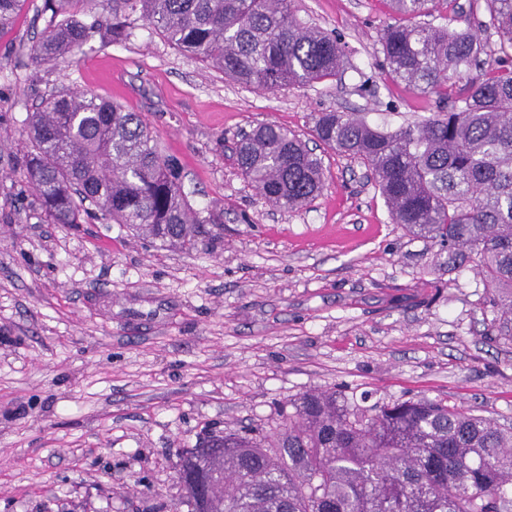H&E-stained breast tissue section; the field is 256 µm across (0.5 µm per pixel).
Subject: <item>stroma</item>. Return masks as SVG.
I'll return each instance as SVG.
<instances>
[{"instance_id": "stroma-1", "label": "stroma", "mask_w": 512, "mask_h": 512, "mask_svg": "<svg viewBox=\"0 0 512 512\" xmlns=\"http://www.w3.org/2000/svg\"><path fill=\"white\" fill-rule=\"evenodd\" d=\"M296 6L339 39L344 70L277 91L141 25L34 67L44 0L0 31V512H187L183 449L276 431L313 388L427 397L512 424V345L482 335L480 277L448 272L437 245L392 223L360 159L315 147L325 185L296 211L238 171L236 135L260 123L309 142L321 112L394 130L438 109L380 68L387 0ZM62 88L141 113L180 161L190 204L223 213V228L188 249L103 218L49 223L19 158L31 112Z\"/></svg>"}]
</instances>
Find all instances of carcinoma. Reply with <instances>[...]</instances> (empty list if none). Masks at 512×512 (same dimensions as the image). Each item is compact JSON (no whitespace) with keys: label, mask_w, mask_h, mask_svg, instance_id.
Wrapping results in <instances>:
<instances>
[{"label":"carcinoma","mask_w":512,"mask_h":512,"mask_svg":"<svg viewBox=\"0 0 512 512\" xmlns=\"http://www.w3.org/2000/svg\"><path fill=\"white\" fill-rule=\"evenodd\" d=\"M25 0H0V30ZM296 0H44L53 20L31 56L40 67L99 33L132 35L133 16L239 83L264 90L337 77L336 37L297 17ZM384 73L448 100V80L479 62L478 32L452 27L447 0H388ZM495 57L433 116L393 131L352 113L319 114L324 146L361 159L395 224L430 239L450 271L486 288V338L512 344V0H482ZM440 14L442 22L416 23ZM20 160L46 218L84 224L101 214L163 245L194 248L206 224L181 189L178 160L158 149L137 112L65 89L31 113ZM235 162L272 205L293 211L323 188V167L288 129L262 123ZM273 434L210 435L183 458L187 512H512V427L428 398L362 406L340 389H311Z\"/></svg>","instance_id":"obj_1"}]
</instances>
